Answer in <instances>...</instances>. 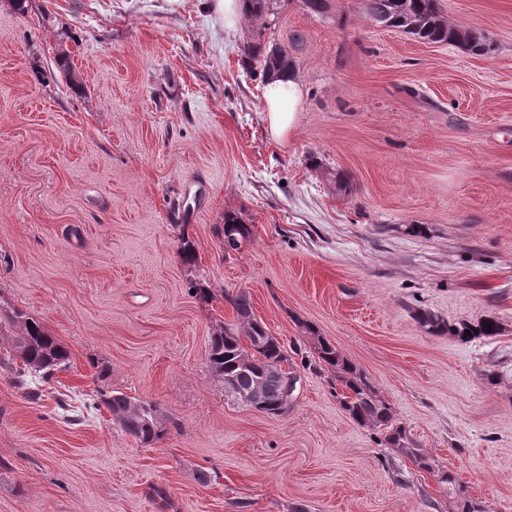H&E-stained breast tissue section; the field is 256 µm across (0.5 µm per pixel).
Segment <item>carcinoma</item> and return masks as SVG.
Listing matches in <instances>:
<instances>
[{
  "label": "carcinoma",
  "mask_w": 512,
  "mask_h": 512,
  "mask_svg": "<svg viewBox=\"0 0 512 512\" xmlns=\"http://www.w3.org/2000/svg\"><path fill=\"white\" fill-rule=\"evenodd\" d=\"M246 2L244 18L254 26L244 48L243 64L262 81L296 72L297 60L293 51L303 42L302 34H294L288 47L266 39V30L276 24L275 17L292 0ZM364 7L373 22L382 21L391 30H402L427 43L458 46L474 55L487 52L482 34L476 31L464 33L444 21L438 0H364ZM411 16L422 19L421 26L414 30L406 29L407 19ZM252 236V225L242 223L236 215H224V255L240 252L251 242ZM224 299L231 305L234 317L211 336L209 363L218 375L232 379L228 391L240 400L245 399L254 387H259L266 404L261 412L269 415L278 408L282 395L280 367L288 361L285 348L255 318L251 298L246 292L227 294ZM418 322L430 332H449L463 341L467 330L475 338L493 336L498 328L495 322L489 330L481 324L476 327L468 324L450 326L429 311L420 313ZM0 337L8 343V358L0 357V364L5 360L14 363L15 384L26 390L30 399H41L42 389L32 387L30 381L35 377L44 384L51 383L56 373L68 365V351L39 320L18 308L0 310ZM314 345L318 362L334 371L336 381L346 390L339 399L349 417L362 426L382 428L380 443L406 454L419 468L433 470L434 462L414 447L409 431L395 422L390 405L377 395L356 368L327 339L317 336ZM89 406L95 409L106 407L119 427L144 447L154 445L167 433V427L160 423L157 405L149 401L137 400L120 391H108L98 393L93 402L84 403V407Z\"/></svg>",
  "instance_id": "1"
}]
</instances>
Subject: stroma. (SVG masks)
Returning <instances> with one entry per match:
<instances>
[{
    "mask_svg": "<svg viewBox=\"0 0 512 512\" xmlns=\"http://www.w3.org/2000/svg\"><path fill=\"white\" fill-rule=\"evenodd\" d=\"M333 3L293 0L275 27L282 45L304 35L275 141L243 67L249 22L227 31L199 0H0V302L70 355L37 404L0 366V512H453L441 469L512 512V0H439L486 36L481 56ZM230 211L253 238L228 258ZM240 290L302 381L279 417L208 362ZM421 309L499 333L435 335ZM317 335L436 470L376 443L333 372L303 367ZM111 390L156 403L166 436L143 447L107 410L73 426L56 404Z\"/></svg>",
    "mask_w": 512,
    "mask_h": 512,
    "instance_id": "stroma-1",
    "label": "stroma"
}]
</instances>
